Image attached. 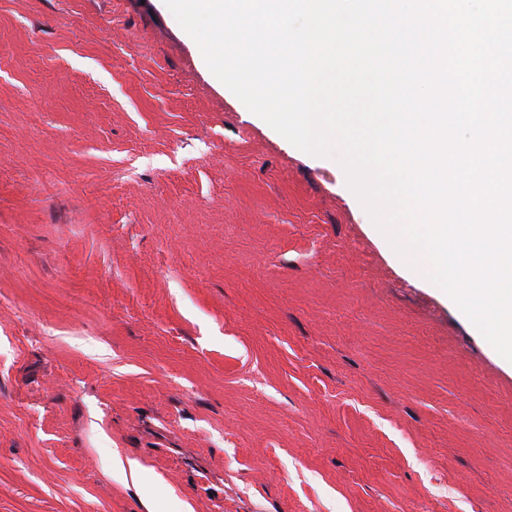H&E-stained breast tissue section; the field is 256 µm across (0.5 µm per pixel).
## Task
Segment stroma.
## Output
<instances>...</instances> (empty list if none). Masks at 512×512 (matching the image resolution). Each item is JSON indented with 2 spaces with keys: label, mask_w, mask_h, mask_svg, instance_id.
I'll use <instances>...</instances> for the list:
<instances>
[{
  "label": "stroma",
  "mask_w": 512,
  "mask_h": 512,
  "mask_svg": "<svg viewBox=\"0 0 512 512\" xmlns=\"http://www.w3.org/2000/svg\"><path fill=\"white\" fill-rule=\"evenodd\" d=\"M369 222L163 0H0V512H512V367Z\"/></svg>",
  "instance_id": "obj_1"
}]
</instances>
